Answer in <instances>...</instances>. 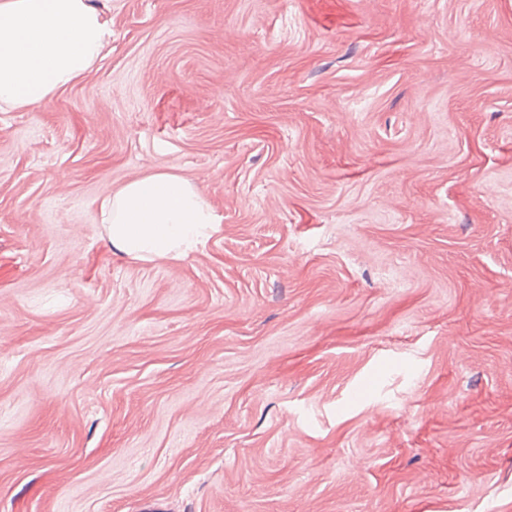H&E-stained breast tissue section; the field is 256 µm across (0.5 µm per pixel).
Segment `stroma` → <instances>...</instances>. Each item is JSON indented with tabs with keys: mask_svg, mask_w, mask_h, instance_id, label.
Returning a JSON list of instances; mask_svg holds the SVG:
<instances>
[{
	"mask_svg": "<svg viewBox=\"0 0 512 512\" xmlns=\"http://www.w3.org/2000/svg\"><path fill=\"white\" fill-rule=\"evenodd\" d=\"M100 7L0 111V512H512V0ZM159 171L220 223L133 261ZM100 207L112 247L131 260L179 259L209 238L218 224L200 192L167 172L110 190Z\"/></svg>",
	"mask_w": 512,
	"mask_h": 512,
	"instance_id": "1",
	"label": "stroma"
}]
</instances>
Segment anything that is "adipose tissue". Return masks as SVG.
<instances>
[{
	"mask_svg": "<svg viewBox=\"0 0 512 512\" xmlns=\"http://www.w3.org/2000/svg\"><path fill=\"white\" fill-rule=\"evenodd\" d=\"M111 39L92 0H0V110L44 104L101 60ZM100 207L112 247L138 261L181 258L217 222L200 192L167 172L106 193Z\"/></svg>",
	"mask_w": 512,
	"mask_h": 512,
	"instance_id": "ef3b65f1",
	"label": "adipose tissue"
}]
</instances>
